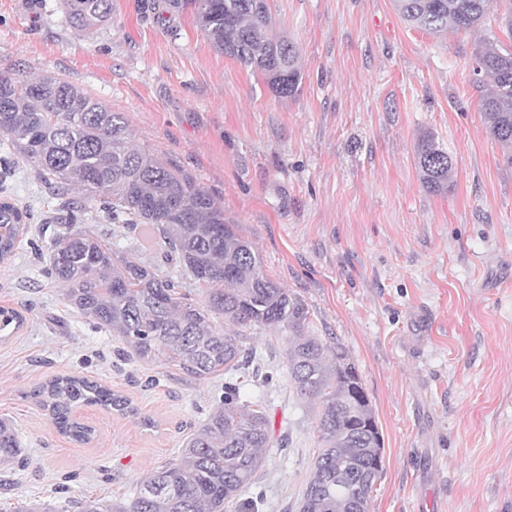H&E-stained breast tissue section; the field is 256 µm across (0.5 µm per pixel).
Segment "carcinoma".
Segmentation results:
<instances>
[{
	"instance_id": "1",
	"label": "carcinoma",
	"mask_w": 512,
	"mask_h": 512,
	"mask_svg": "<svg viewBox=\"0 0 512 512\" xmlns=\"http://www.w3.org/2000/svg\"><path fill=\"white\" fill-rule=\"evenodd\" d=\"M489 2L394 0V6L410 26L440 34L482 29ZM163 3L192 10L200 33L261 75L275 96L298 94L299 48L271 33L267 0H146L144 7L155 11ZM64 7L74 30L85 32L108 18L112 0H64ZM474 74L490 134L512 145V52L496 39L482 42ZM130 137L123 113L64 80L0 75V144L63 199L47 218L62 225L50 239L48 277L69 305L121 338L138 360L163 359L199 380L237 371L253 354L242 333L227 332L214 318L244 329L287 330L288 382L299 400L313 405L318 434L299 512H370L384 441L349 353L308 332V311L268 276L252 242L224 220L223 204L155 154L131 147ZM417 169L428 191L448 192L452 157L429 137L419 145ZM73 189L81 199H68ZM94 211L116 225L118 236L159 237L166 262L183 275L113 251L87 223ZM6 220L19 230L0 234V260L35 215L5 200L0 226ZM188 280L204 288V303L185 290ZM3 316L9 317L0 324L6 337L24 325L13 309L0 307ZM241 387L235 378L224 381L223 401L187 437L181 454L150 471L130 498H88L81 512H224L256 484L271 447L266 411L244 404ZM38 395L54 424L81 443L91 440L92 430L73 417L75 406L137 414L126 397L75 374L53 377ZM22 454L11 423L1 419L0 463Z\"/></svg>"
}]
</instances>
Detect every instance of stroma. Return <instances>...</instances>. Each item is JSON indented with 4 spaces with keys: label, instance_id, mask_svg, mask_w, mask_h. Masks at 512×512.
Instances as JSON below:
<instances>
[{
    "label": "stroma",
    "instance_id": "stroma-1",
    "mask_svg": "<svg viewBox=\"0 0 512 512\" xmlns=\"http://www.w3.org/2000/svg\"><path fill=\"white\" fill-rule=\"evenodd\" d=\"M275 35L300 49L296 97L224 56L191 13L156 17L112 0L80 34L63 0H0V73L64 79L123 113L152 152L224 205L266 273L308 311L309 330L349 351L384 440L370 512H512V150L488 132L473 74L486 38L512 39L490 0L482 30L432 35L394 0H268ZM433 138L453 159L448 193L416 166ZM8 194L40 213L57 204L30 168ZM48 224L27 225L0 261V307L25 319L0 340V419L22 462L0 468V512H80L88 497L132 496L178 457L224 394L124 342L67 304L44 273ZM287 333L252 328L242 400L263 406L274 447L258 474L259 512H298L318 451L314 419L288 386ZM78 373L127 396L138 417L77 410L87 445L61 433L36 395Z\"/></svg>",
    "mask_w": 512,
    "mask_h": 512
}]
</instances>
